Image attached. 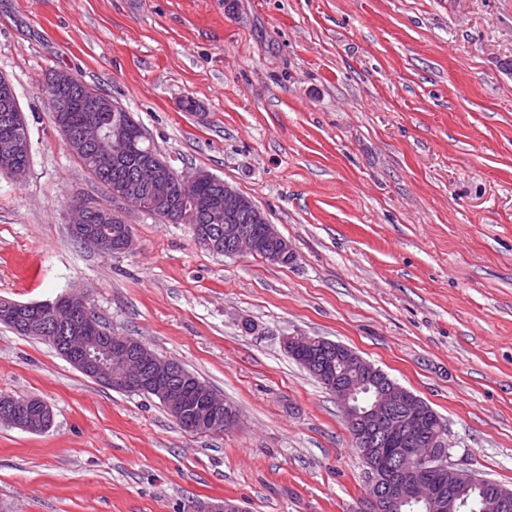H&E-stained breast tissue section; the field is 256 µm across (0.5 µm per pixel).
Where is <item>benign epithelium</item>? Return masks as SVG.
<instances>
[{
	"label": "benign epithelium",
	"mask_w": 512,
	"mask_h": 512,
	"mask_svg": "<svg viewBox=\"0 0 512 512\" xmlns=\"http://www.w3.org/2000/svg\"><path fill=\"white\" fill-rule=\"evenodd\" d=\"M77 83L73 73L52 68L42 79V91L53 103ZM68 150L76 154L92 150L102 159L122 160L130 153V142L120 130L110 133L92 120L76 132L62 128ZM27 142L13 135L0 137V168L23 178L26 170L16 165ZM163 161L156 158L139 165L137 181L151 186L143 195L136 186L112 191L106 202L80 200L71 209V232L83 246L102 253L122 254L135 247L131 227L112 240L110 228L87 229L83 211L97 209L106 218L127 209L150 212L165 205L176 224H194L197 210L188 203L191 189L207 176L203 170L178 173L166 178L159 170ZM241 213H249L262 225L254 236L236 224ZM214 224L224 225V236L232 240L231 255L262 253L272 262L294 255L288 240L281 236L254 202L232 186L224 185V207L210 214ZM0 323L20 328L29 335L50 339L60 354L92 380L114 391H134L161 400L169 415L186 432L198 435L221 434L231 426L235 412L211 387L186 377L175 360L161 357L141 339L111 334L87 299L75 293L53 301L18 302L0 298ZM283 350L301 362L313 375L324 380L341 406L358 453L364 459L368 488L367 512H389L402 504L425 503L435 512L447 508L444 479L449 475L478 477L450 461L448 428L434 416V410L420 397L387 378L385 373L356 351L331 340L290 334L282 339ZM376 384L378 394L363 413L353 410L356 394ZM53 422L51 407L38 397L0 395V425L29 433H42ZM401 441L405 448H391ZM188 512H241L233 500L214 499L195 502Z\"/></svg>",
	"instance_id": "benign-epithelium-1"
}]
</instances>
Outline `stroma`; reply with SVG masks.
Instances as JSON below:
<instances>
[{
    "mask_svg": "<svg viewBox=\"0 0 512 512\" xmlns=\"http://www.w3.org/2000/svg\"><path fill=\"white\" fill-rule=\"evenodd\" d=\"M51 68L250 197L294 261L141 212L131 253L74 241L69 202L107 195L55 127ZM0 76L31 137L26 178L0 173V297L85 293L239 416L185 432L0 324V392L54 412L0 426V512H364L343 412L282 348L295 332L380 367L446 421L452 462L512 489V0H0Z\"/></svg>",
    "mask_w": 512,
    "mask_h": 512,
    "instance_id": "stroma-1",
    "label": "stroma"
}]
</instances>
